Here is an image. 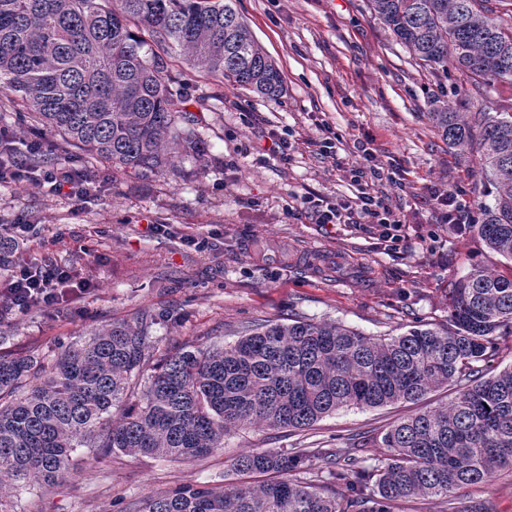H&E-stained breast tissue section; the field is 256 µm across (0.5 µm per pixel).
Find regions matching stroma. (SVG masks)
<instances>
[{
    "label": "stroma",
    "instance_id": "stroma-1",
    "mask_svg": "<svg viewBox=\"0 0 512 512\" xmlns=\"http://www.w3.org/2000/svg\"><path fill=\"white\" fill-rule=\"evenodd\" d=\"M255 39L277 63L284 94L276 101L191 69L179 51L168 72L187 95L196 130L209 146L198 168L134 175L92 156L75 155L58 136L36 134L28 113L0 93V130L15 142L40 137L57 166L98 173L102 189L76 201L45 183L0 181V224L25 218L31 228L19 262L66 266L90 293L76 303L0 315V352L46 356L90 330L141 312L158 314L151 359L186 346L236 340L252 323L299 314L334 321L364 335L398 334L418 322L448 324V288L473 268L506 271L471 234L450 231L429 200L452 190L481 217L494 188L481 175L477 149L448 148L431 125L434 99L453 112L512 108V84L468 83L456 69L425 68L373 14L369 0H237ZM327 122L336 158L312 142ZM291 143L287 159L269 152V134ZM367 144L403 176L381 181L379 196L399 213L405 239L385 250L372 225L317 224L299 206L308 192L330 200L354 197L348 170ZM458 388H435L415 402L343 408L303 431L252 426L227 434L218 453L186 463L120 451L96 458L74 453L77 468L52 485L14 488L15 512H125L134 502L184 484L231 483L230 461L251 448H342L358 465L379 466L383 449L359 437L418 412L449 405ZM489 502L512 512V470L454 500L411 498L392 512H469Z\"/></svg>",
    "mask_w": 512,
    "mask_h": 512
}]
</instances>
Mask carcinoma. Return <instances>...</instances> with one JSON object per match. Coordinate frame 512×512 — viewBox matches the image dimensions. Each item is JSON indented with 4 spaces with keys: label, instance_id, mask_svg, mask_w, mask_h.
I'll use <instances>...</instances> for the list:
<instances>
[{
    "label": "carcinoma",
    "instance_id": "1",
    "mask_svg": "<svg viewBox=\"0 0 512 512\" xmlns=\"http://www.w3.org/2000/svg\"><path fill=\"white\" fill-rule=\"evenodd\" d=\"M504 0H370L375 16L422 65L453 63L475 82L512 83V13ZM148 32L145 40L137 29ZM176 47L199 71L269 100L280 70L234 0H0V89L69 147L138 174L200 162L180 84L159 55ZM429 119L448 146L476 144L494 204L478 224H454L512 264V112ZM19 243L0 235V270ZM449 326L411 325L371 338L336 322L295 317L245 327L221 346L184 348L147 368L157 316L114 321L51 357L0 355L3 489L63 479L78 447L185 462L224 447L235 428L305 430L342 408L418 401L459 385L447 406L381 435L383 467L333 451L318 482L297 474L312 450L252 448L231 463L244 480L182 486L130 512H390L399 500L448 499L512 469V365L496 337L512 334V276L477 267L448 292ZM252 476L264 480L255 485ZM347 494L336 496V486Z\"/></svg>",
    "mask_w": 512,
    "mask_h": 512
}]
</instances>
